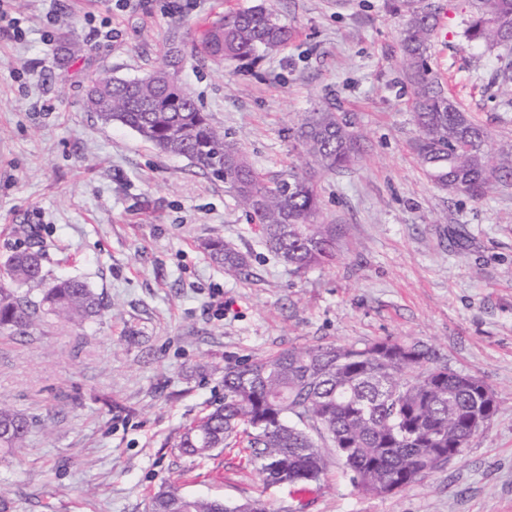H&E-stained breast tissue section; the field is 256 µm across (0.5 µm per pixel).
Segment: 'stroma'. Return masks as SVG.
I'll use <instances>...</instances> for the list:
<instances>
[{"mask_svg": "<svg viewBox=\"0 0 512 512\" xmlns=\"http://www.w3.org/2000/svg\"><path fill=\"white\" fill-rule=\"evenodd\" d=\"M447 19L429 63L445 90L512 149V98L489 76L495 53L467 43L469 0H433ZM264 5L294 31L282 50L217 64L187 55L181 79L228 140L270 178L295 166L339 228L333 261L294 273L265 245L223 181L161 153L86 106L91 81L137 78L172 31L199 32ZM394 0H27L23 36L0 30V262L42 245L51 277H78L109 304L83 325L46 319L0 331V400L41 418L24 448L0 452L9 512H148L177 480L191 497H261L273 512H512V186L451 194L414 150L412 88L400 66ZM110 38L87 47L94 26ZM82 50L71 53V45ZM329 106L365 138L347 170L322 172L290 128ZM25 225L28 237L16 234ZM245 254L241 276L204 251ZM223 291V314L210 297ZM423 341L484 380L499 410L449 465L404 492L358 493L335 452L310 491L265 487L238 450L182 455L180 430L224 392L227 356L328 343Z\"/></svg>", "mask_w": 512, "mask_h": 512, "instance_id": "stroma-1", "label": "stroma"}]
</instances>
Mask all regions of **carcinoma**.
Here are the masks:
<instances>
[{
  "label": "carcinoma",
  "mask_w": 512,
  "mask_h": 512,
  "mask_svg": "<svg viewBox=\"0 0 512 512\" xmlns=\"http://www.w3.org/2000/svg\"><path fill=\"white\" fill-rule=\"evenodd\" d=\"M464 31L470 43L512 51V0H472ZM399 45L404 73L413 87L418 131L415 150L430 181L450 194L483 196L512 183V152L487 150L488 131L445 91L427 65L439 12L434 6L399 0ZM178 31L169 36L162 65L150 82L98 78L89 107L102 124L137 134L159 151L184 157L224 181L239 206L259 224L271 251L296 272L336 256L335 224H317L315 182L291 169L266 180L244 152L226 140L184 87L180 73L166 69ZM293 30L269 9L256 5L213 21L193 52L218 62L258 58L280 50ZM491 83L512 94V64L491 74ZM295 141L328 173L349 168L361 153V135L329 108L306 113ZM210 259L229 274L249 266L247 256L221 239L205 243ZM46 252L17 250L0 266V329L25 336L46 316L82 324L108 308L88 282L76 277L47 281ZM48 283L41 297L18 291ZM224 396L179 433L181 454L206 459L233 442L246 441L247 465L268 486L305 490L320 483L333 448L351 485L381 497L389 487L404 491L406 470L450 448H468L477 433L467 421L476 407L492 420L496 396L483 380L438 362L422 342L385 338L362 347L316 345L278 351L265 358L232 359L224 366ZM42 421L0 404V449L24 447ZM149 512H272L257 498L227 505L184 495L166 482L150 498Z\"/></svg>",
  "instance_id": "carcinoma-1"
}]
</instances>
